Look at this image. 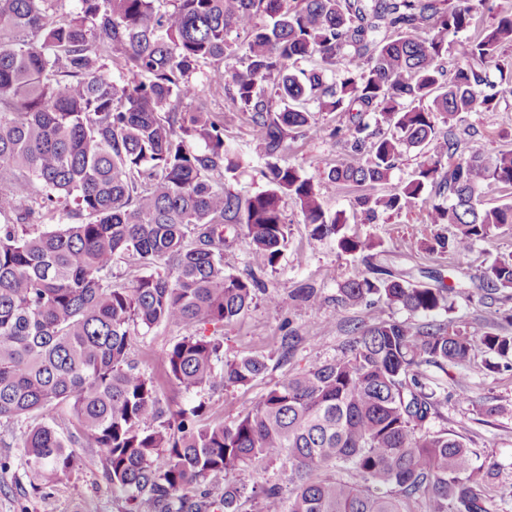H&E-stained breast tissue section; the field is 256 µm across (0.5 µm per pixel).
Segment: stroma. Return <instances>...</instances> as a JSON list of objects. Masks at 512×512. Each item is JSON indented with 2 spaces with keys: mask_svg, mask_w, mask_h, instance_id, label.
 <instances>
[{
  "mask_svg": "<svg viewBox=\"0 0 512 512\" xmlns=\"http://www.w3.org/2000/svg\"><path fill=\"white\" fill-rule=\"evenodd\" d=\"M210 66H201L196 81L205 83V102L212 115L223 125L224 138L234 143L241 156V167L225 173L224 184L234 192L249 196L267 186L259 174L263 150L254 140L245 115L232 111L218 84L209 82ZM318 124L289 136L285 152L287 162L299 165L313 177L322 202L328 211H351L353 195L329 181L330 167L343 157L340 142L329 138L325 127L341 124L337 112H321ZM459 127L477 130L487 156L512 147V98L502 101L495 112H467L458 117ZM283 210L288 224V243L276 266L265 265L262 257L227 232L224 245V269L244 277L256 274L262 281L248 310L224 326H205V335L224 343V357L232 360L246 355L264 356L267 370L250 385L224 388L206 387L185 391L169 385L162 356L182 336L181 329L160 325L134 335L129 357L160 389L163 406L171 408L203 404L207 420L231 423L252 410L257 401L289 375L302 372L324 361L342 356L353 325H368L380 320H394L417 326L431 320L452 325L469 336H481L491 312L512 314V291L498 294L494 304H485L477 288L483 271L495 260L512 255V230L495 231L479 242L467 256L426 251V243L435 234L451 235L453 226L431 223L428 207L415 202L398 214L365 224L350 219L347 234L373 236L381 240L373 261L397 272L410 271L420 282L452 286V307L425 316L378 301L371 305L344 307L338 304L339 290L345 281L362 267L358 257L342 253L329 240L314 239L304 222L299 206L284 199ZM309 283L319 292L317 304L298 302L294 293ZM276 297L278 311H271L268 297ZM298 329L301 340L291 358H283L278 339L289 329ZM490 354L477 353L465 367L443 369L429 366L425 373L446 390H455L465 381L470 401L449 399L431 429L448 430L465 438L482 463H494L497 476L493 481L495 512H512V368H489ZM19 429L0 426V512H119L121 503L93 457L94 449H82V460L73 470L52 482L38 480L22 464L16 443Z\"/></svg>",
  "mask_w": 512,
  "mask_h": 512,
  "instance_id": "stroma-1",
  "label": "stroma"
}]
</instances>
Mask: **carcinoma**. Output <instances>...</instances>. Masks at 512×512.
Here are the masks:
<instances>
[{"label": "carcinoma", "mask_w": 512, "mask_h": 512, "mask_svg": "<svg viewBox=\"0 0 512 512\" xmlns=\"http://www.w3.org/2000/svg\"><path fill=\"white\" fill-rule=\"evenodd\" d=\"M58 2L0 0V425L62 405L72 414L65 437L49 423L21 433L29 471L63 474L94 448L123 512H247L236 476L254 461L282 469L255 488L259 512H492L491 468L461 437L429 428L448 394L423 367L465 366L480 350L511 358L512 335L494 324L478 338L434 322L355 325L347 355L288 376L230 424L204 422L201 404L165 410L128 350L136 328L174 325L183 335L163 354L169 383L240 387L261 375L264 356L226 361L201 330L237 319L259 285L224 271V230L242 228L275 266L286 197L312 236L364 262L380 247L346 235V212L327 213L314 180L284 159L288 134L315 112L348 116L328 129L345 147L328 178L356 192L363 223L421 200L432 223L457 228L429 248L458 257L511 229L512 205L480 195L512 187V148L488 158L454 120L512 96V12L453 41L461 65L449 77L447 37L485 0H172L164 11L160 0H78L66 16ZM207 62L224 64L213 77L263 147L268 188L248 197L221 182L240 168L223 128L181 110L204 91L192 75ZM414 147L426 160L387 187ZM120 256L151 272L114 283ZM480 289H512V256L485 269ZM452 292L370 270L338 303L376 297L428 314ZM221 476L212 498L207 482Z\"/></svg>", "instance_id": "carcinoma-1"}]
</instances>
